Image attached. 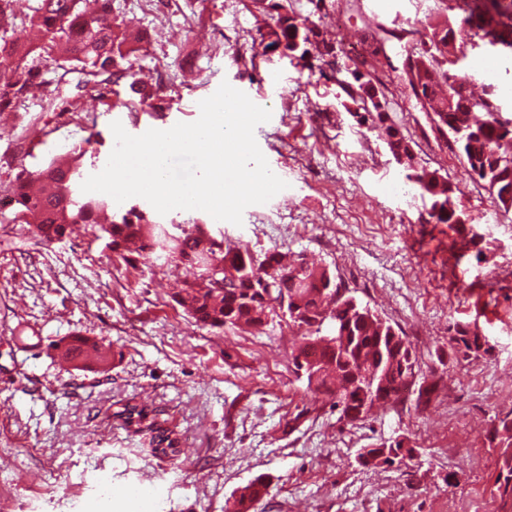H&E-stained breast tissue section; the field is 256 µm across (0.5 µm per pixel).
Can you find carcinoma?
Returning <instances> with one entry per match:
<instances>
[{"instance_id":"1","label":"carcinoma","mask_w":512,"mask_h":512,"mask_svg":"<svg viewBox=\"0 0 512 512\" xmlns=\"http://www.w3.org/2000/svg\"><path fill=\"white\" fill-rule=\"evenodd\" d=\"M16 0H0V112L17 111L18 103L39 85L43 98L52 105L59 86L41 79V67L51 61L58 77L66 78L81 66L84 83L93 86L129 81L130 91L144 100L153 96L131 80L134 60L148 54L143 38L107 20L112 0H37L31 13L19 18ZM265 18L258 33L262 53L289 60H303L314 47L320 57L330 55L327 40L318 26L296 14L291 0H253ZM512 13V0H484L477 14V36L495 46L505 43L486 23L484 14ZM36 29L41 46L27 41L23 32ZM454 29L448 21L431 23L411 55L416 58L415 79L408 81L423 107L433 111L439 131L452 134L467 173L483 182L497 206L512 210V117L504 116L496 103V91L488 88L481 96L461 85L453 97L444 94L451 80L448 39ZM360 64L348 69L349 80L340 82L350 92L360 122L382 130L392 157L404 156L406 179L429 199V218L436 224H467L468 216L455 201V189L439 169L413 162L414 149L393 124H385L380 102L366 95ZM92 140L75 145L66 154L51 158L41 168H21L8 192L11 210L0 212V224H21L33 238L49 246L70 237L73 226H91L104 241L112 262L154 273L157 267L184 265L192 278L173 288L172 301L183 308L200 328L221 332L226 328L262 330L277 319L288 318L304 332L307 343L294 356L302 369L315 362L317 379H307V390L332 401L340 417L353 423L390 399H399L408 379L419 371L412 346L393 326L373 312L357 316L339 295L340 284L326 266L310 263L298 254L286 261L276 252H253L214 233L212 225L189 218L178 224H162L153 213L137 205L116 207L106 194L79 192L85 157ZM455 332L473 337L475 347L453 352L455 361L479 358L488 352L479 344L483 336L469 323H455ZM63 363L78 367L86 363L107 365L111 347L91 337H73L54 344ZM363 371L382 375L384 385L376 390L352 387V377ZM160 413L134 398L112 412L126 428L151 432L153 454L175 458L181 453L179 433L164 426ZM488 433L505 448L507 474L499 485L502 494L512 495V417L496 418ZM270 482L258 476L235 492L238 512H250L269 493Z\"/></svg>"}]
</instances>
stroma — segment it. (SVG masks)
<instances>
[{"label": "stroma", "mask_w": 512, "mask_h": 512, "mask_svg": "<svg viewBox=\"0 0 512 512\" xmlns=\"http://www.w3.org/2000/svg\"><path fill=\"white\" fill-rule=\"evenodd\" d=\"M478 2L448 14L452 71L477 92L498 86L512 114V63L464 22ZM112 16L147 31L151 52L134 70L162 80L158 97L115 108L111 86L84 88L72 73L54 108L35 95L0 114V157L11 155L23 114L39 120L28 168L95 132L98 172L115 146L113 121L134 136L194 122L200 101L229 82L271 110L255 138L288 187L245 209L242 225L218 229L253 251L301 252L329 267L406 338L438 390L423 407L409 395L340 420L327 397L307 395L293 365L303 335L287 322L197 328L168 297L174 273L113 265L90 227L45 246L0 224V512H72L102 474L119 498L112 512H225L232 492L261 474L272 483L253 512H443L448 498L458 512H512L496 490L503 450L487 437L494 416L512 412V223H487L492 198L394 73L415 22L438 20L435 0H326L322 25L342 48L333 67L252 48L262 17L251 0H112ZM361 57L387 123L421 162L444 169L469 224L430 223L428 200L376 130L345 110L339 81ZM454 321L477 325L489 353L439 365ZM88 330L111 344L114 362L65 371L51 345ZM132 397L163 411L180 434L179 458L156 457L145 433L112 419L111 407ZM303 401L311 414L289 430ZM403 436L419 450L409 467L358 464L361 449Z\"/></svg>", "instance_id": "1"}]
</instances>
